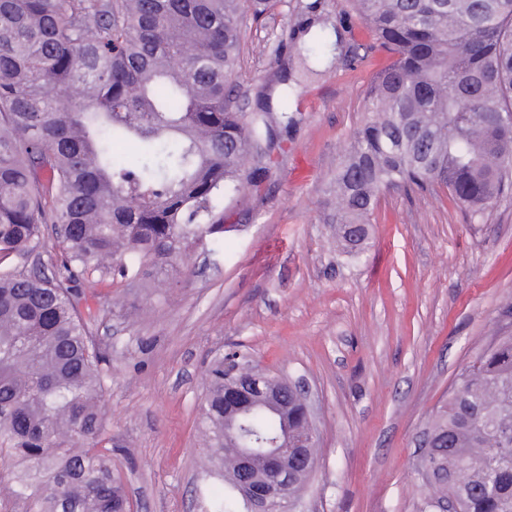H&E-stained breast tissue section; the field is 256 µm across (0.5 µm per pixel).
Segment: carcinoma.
<instances>
[{"instance_id": "cac0c4a2", "label": "carcinoma", "mask_w": 512, "mask_h": 512, "mask_svg": "<svg viewBox=\"0 0 512 512\" xmlns=\"http://www.w3.org/2000/svg\"><path fill=\"white\" fill-rule=\"evenodd\" d=\"M246 2L0 0V484L22 512H131L81 285L144 267L164 283L190 247L224 240V198L267 175L270 106L231 105ZM352 7L389 61L328 188L336 243L364 253L391 191L444 193L483 222L512 195V0ZM232 378L222 358L209 369L206 451L230 472L253 446L263 470L266 442L306 427L301 405L255 404L231 438ZM427 434V498L512 512V334L460 369ZM211 512H240L238 497Z\"/></svg>"}]
</instances>
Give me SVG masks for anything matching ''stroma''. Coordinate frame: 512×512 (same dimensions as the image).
<instances>
[{
	"label": "stroma",
	"mask_w": 512,
	"mask_h": 512,
	"mask_svg": "<svg viewBox=\"0 0 512 512\" xmlns=\"http://www.w3.org/2000/svg\"><path fill=\"white\" fill-rule=\"evenodd\" d=\"M280 0L241 21L243 111L271 91L293 121L258 189L224 203V243L167 288L85 284L98 315L117 470L135 512H208L206 373L231 353L302 382L319 432L297 512H424L417 442L457 372L512 323V198L466 223L444 195H383L368 249L342 253L324 188L365 117L373 76L350 0ZM298 99L283 102L284 86Z\"/></svg>",
	"instance_id": "obj_1"
}]
</instances>
